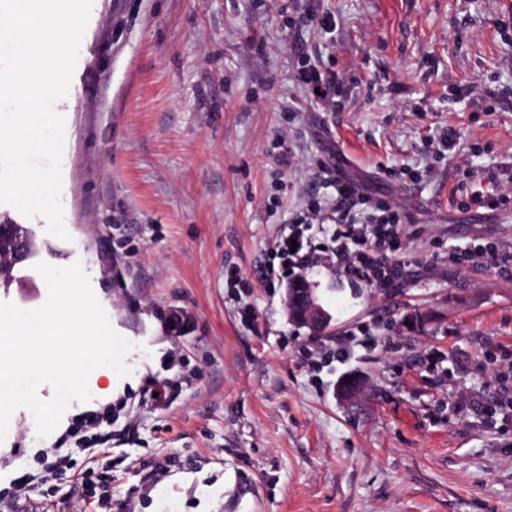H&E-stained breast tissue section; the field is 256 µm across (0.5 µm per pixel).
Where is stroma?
<instances>
[{
    "instance_id": "stroma-1",
    "label": "stroma",
    "mask_w": 512,
    "mask_h": 512,
    "mask_svg": "<svg viewBox=\"0 0 512 512\" xmlns=\"http://www.w3.org/2000/svg\"><path fill=\"white\" fill-rule=\"evenodd\" d=\"M73 93L61 100L64 221L32 228L39 260L81 263L135 344L97 438L60 443L17 410L0 443V512H512V277L474 241L512 251V202L463 211L496 177L512 194V0H309L325 33L280 0H94ZM308 51L336 71V109L294 80ZM460 136L449 149L447 129ZM403 213L396 286L345 276L324 176ZM302 227L332 316L288 319L271 245ZM363 380L355 399L337 384ZM177 387L162 406L147 380ZM60 448L104 481L48 474ZM288 8H283L285 10L291 11L299 22L302 24L312 25L321 29H328L333 23H335V15L329 11H322V14L314 13L310 11L308 7L302 3L304 1L300 0H289ZM290 5V6H289Z\"/></svg>"
}]
</instances>
